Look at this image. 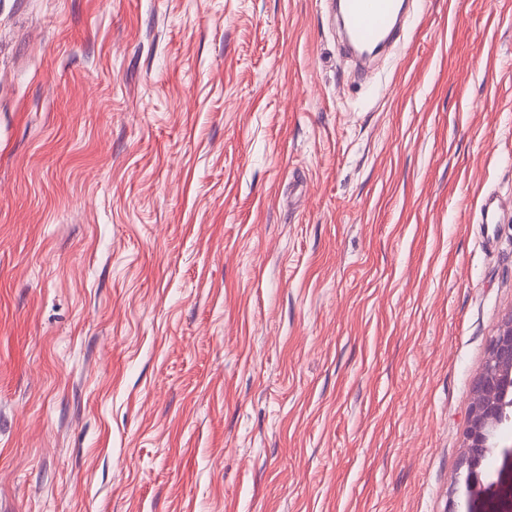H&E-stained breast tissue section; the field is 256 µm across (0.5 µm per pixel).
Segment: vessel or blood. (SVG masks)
Listing matches in <instances>:
<instances>
[{
  "label": "vessel or blood",
  "instance_id": "vessel-or-blood-1",
  "mask_svg": "<svg viewBox=\"0 0 512 512\" xmlns=\"http://www.w3.org/2000/svg\"><path fill=\"white\" fill-rule=\"evenodd\" d=\"M407 6V0H336L344 48L370 59L400 42Z\"/></svg>",
  "mask_w": 512,
  "mask_h": 512
}]
</instances>
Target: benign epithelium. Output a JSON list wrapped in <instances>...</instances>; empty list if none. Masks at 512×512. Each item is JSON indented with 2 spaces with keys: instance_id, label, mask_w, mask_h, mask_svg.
Segmentation results:
<instances>
[{
  "instance_id": "benign-epithelium-1",
  "label": "benign epithelium",
  "mask_w": 512,
  "mask_h": 512,
  "mask_svg": "<svg viewBox=\"0 0 512 512\" xmlns=\"http://www.w3.org/2000/svg\"><path fill=\"white\" fill-rule=\"evenodd\" d=\"M512 423V314L488 346L483 369L474 386L461 461L465 481H480L490 448L500 432Z\"/></svg>"
}]
</instances>
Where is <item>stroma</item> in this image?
Returning a JSON list of instances; mask_svg holds the SVG:
<instances>
[{"mask_svg": "<svg viewBox=\"0 0 512 512\" xmlns=\"http://www.w3.org/2000/svg\"><path fill=\"white\" fill-rule=\"evenodd\" d=\"M511 313L512 0H0V512H512ZM336 24L347 51L370 60L403 38L405 0H336ZM512 423V314L488 346L483 369L474 386L461 461L465 481H480L490 448L500 432Z\"/></svg>", "mask_w": 512, "mask_h": 512, "instance_id": "stroma-1", "label": "stroma"}]
</instances>
